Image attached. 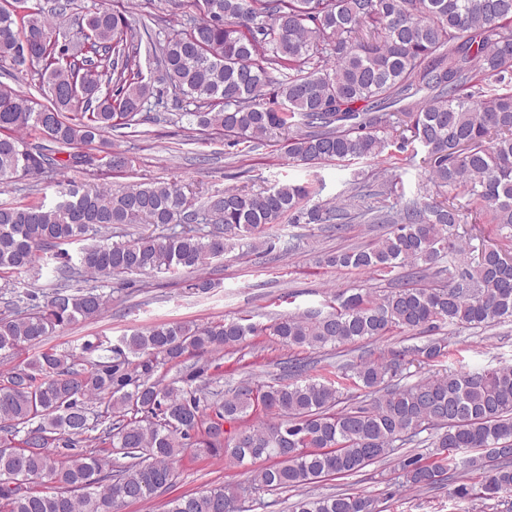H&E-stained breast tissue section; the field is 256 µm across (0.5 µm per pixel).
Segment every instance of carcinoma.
Returning a JSON list of instances; mask_svg holds the SVG:
<instances>
[{"mask_svg": "<svg viewBox=\"0 0 512 512\" xmlns=\"http://www.w3.org/2000/svg\"><path fill=\"white\" fill-rule=\"evenodd\" d=\"M71 0L0 6V60L34 73L49 104L38 107L0 83V185L46 168L60 172L130 167L81 147L141 121L153 94L137 60L141 39L120 12L98 8L64 30ZM200 19L160 45L162 80L194 110L200 128L229 145L278 138L303 165L393 158L418 144L440 201L385 213L388 191L359 186L340 202L305 204L323 185L275 183L228 188L195 209L176 183H139L60 192L44 202L0 204V279L42 270V255L103 278L198 270L231 248L228 236H255L287 216L310 224L381 220L392 230L371 246L325 257L364 272L421 265V277L448 260V282L405 285L382 295H338L332 311L288 313L269 335L318 349L378 340L394 330L442 324L488 328L512 321V253L462 241L458 196L476 224L512 229V0H195ZM398 117L410 136L388 137ZM211 224L199 234L196 225ZM171 226L163 237L111 241L121 224ZM72 256L63 246L86 240ZM107 296L91 288L17 294L0 311V351L41 343L57 328L93 320ZM263 329L244 319L211 325L169 322L120 343L85 341L81 356L49 347L0 373V512H120L173 487L186 454L253 465L250 485L229 482L168 501L167 512H248L249 492L298 493L293 512H377L355 493L315 496L308 485L359 472L427 431L429 456L405 455L403 484L423 490L471 471L450 493L512 500V365L450 371L389 388L411 363L434 361L442 341L362 360L321 379L243 383L204 395L206 369L182 385L158 371L190 355L239 351ZM371 403L337 409L353 391ZM101 406L90 415L94 405ZM263 465H257V462ZM43 489L37 490L35 486Z\"/></svg>", "mask_w": 512, "mask_h": 512, "instance_id": "carcinoma-1", "label": "carcinoma"}]
</instances>
